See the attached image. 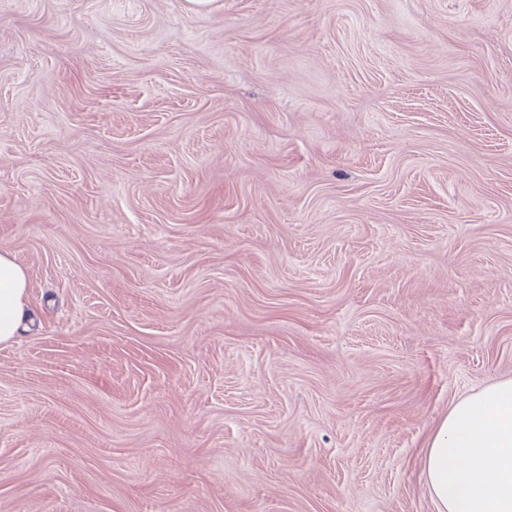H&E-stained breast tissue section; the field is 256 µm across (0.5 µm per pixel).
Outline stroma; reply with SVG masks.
Wrapping results in <instances>:
<instances>
[{"instance_id":"obj_1","label":"stroma","mask_w":512,"mask_h":512,"mask_svg":"<svg viewBox=\"0 0 512 512\" xmlns=\"http://www.w3.org/2000/svg\"><path fill=\"white\" fill-rule=\"evenodd\" d=\"M0 512H437L512 378V0H0ZM29 274L14 255L0 253V344L19 336L28 316Z\"/></svg>"}]
</instances>
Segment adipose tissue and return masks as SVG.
I'll return each instance as SVG.
<instances>
[{
	"instance_id": "obj_1",
	"label": "adipose tissue",
	"mask_w": 512,
	"mask_h": 512,
	"mask_svg": "<svg viewBox=\"0 0 512 512\" xmlns=\"http://www.w3.org/2000/svg\"><path fill=\"white\" fill-rule=\"evenodd\" d=\"M29 274L0 253V344L19 336L28 316ZM438 512H512V379L455 402L435 426L423 458Z\"/></svg>"
}]
</instances>
